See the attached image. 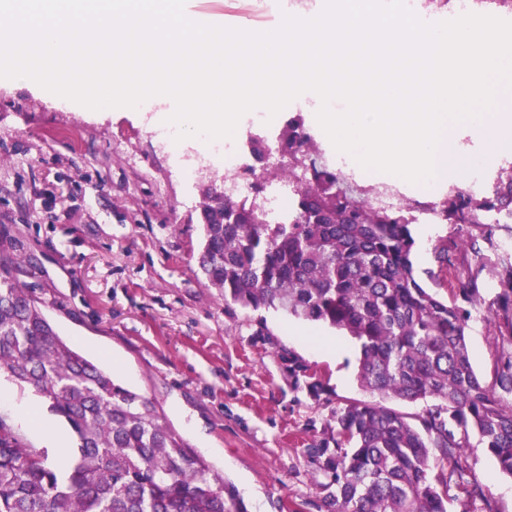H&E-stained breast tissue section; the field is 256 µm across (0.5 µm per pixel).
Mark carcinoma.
<instances>
[{
  "mask_svg": "<svg viewBox=\"0 0 512 512\" xmlns=\"http://www.w3.org/2000/svg\"><path fill=\"white\" fill-rule=\"evenodd\" d=\"M313 160L274 169L293 184L288 212L277 224L247 198L203 192L199 269L224 301L319 322L359 343L357 379L379 396L331 410L306 456L321 474L322 496L290 512H447L451 487L481 512H495L489 489L466 478L461 457L474 431L512 478V257L492 275L500 292L490 311L496 338L494 379L476 373L466 342L474 288L445 300L424 287L413 262V203L376 207L357 183L326 167L298 120L288 123L284 152ZM443 224L498 223L512 216V174L491 196L463 191L439 206ZM448 287L452 256L436 248ZM33 390L72 431L76 448L62 471L43 448L27 445L0 415V512H245L234 488L164 421L151 400L115 383L74 350L21 286L13 262L0 256V370ZM310 397L331 402L316 379ZM389 399L432 404L409 416Z\"/></svg>",
  "mask_w": 512,
  "mask_h": 512,
  "instance_id": "carcinoma-1",
  "label": "carcinoma"
}]
</instances>
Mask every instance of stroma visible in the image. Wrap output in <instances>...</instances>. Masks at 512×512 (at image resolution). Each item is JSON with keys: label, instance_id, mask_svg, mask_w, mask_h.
<instances>
[{"label": "stroma", "instance_id": "stroma-1", "mask_svg": "<svg viewBox=\"0 0 512 512\" xmlns=\"http://www.w3.org/2000/svg\"><path fill=\"white\" fill-rule=\"evenodd\" d=\"M207 19L248 30L275 28L288 0H189ZM159 112H82L24 86H0V252L16 262L45 316L76 351L128 389L150 399L167 423L236 491L251 487L246 512H279L283 503L316 498L319 477L305 450L320 436L332 405L370 400L356 371L354 339L329 327L225 303L208 285L197 256L206 175L192 179L150 132ZM479 224H417L414 263L437 266L436 247L451 242L457 278L472 280L485 306L466 330L475 371L491 379L496 357L487 305L499 286L490 268L507 253L512 226L481 240ZM477 237L479 250L460 237ZM296 357L328 383L331 404L294 384ZM0 407L26 443L41 447L20 410L41 406L13 384ZM463 460L468 477L488 486L499 512H512V478L499 473L477 436Z\"/></svg>", "mask_w": 512, "mask_h": 512}]
</instances>
